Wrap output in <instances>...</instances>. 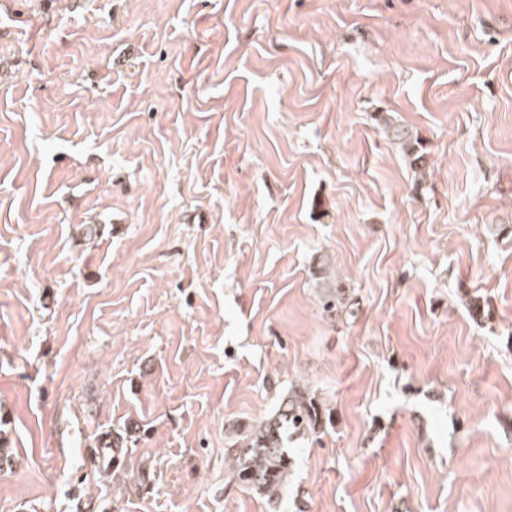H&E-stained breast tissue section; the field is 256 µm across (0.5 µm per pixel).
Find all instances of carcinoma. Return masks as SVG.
I'll return each mask as SVG.
<instances>
[{"mask_svg": "<svg viewBox=\"0 0 512 512\" xmlns=\"http://www.w3.org/2000/svg\"><path fill=\"white\" fill-rule=\"evenodd\" d=\"M379 121L384 132L391 135L408 156L411 165L419 170L426 169L420 140L400 125L382 117ZM347 305L340 282L325 288L322 302L325 311L338 312ZM322 417L323 411L309 396L305 385L289 387L269 417L242 434L233 431L228 448L233 460L231 479L242 489L258 495L275 512L292 478L293 458L286 442L317 432Z\"/></svg>", "mask_w": 512, "mask_h": 512, "instance_id": "obj_1", "label": "carcinoma"}]
</instances>
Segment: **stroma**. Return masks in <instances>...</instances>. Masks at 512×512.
I'll return each instance as SVG.
<instances>
[{
    "instance_id": "stroma-1",
    "label": "stroma",
    "mask_w": 512,
    "mask_h": 512,
    "mask_svg": "<svg viewBox=\"0 0 512 512\" xmlns=\"http://www.w3.org/2000/svg\"><path fill=\"white\" fill-rule=\"evenodd\" d=\"M500 224L512 0H0V512H267L297 382L278 512H512ZM379 121L381 126L384 127V132L386 134L390 133L391 138L397 141L395 143L408 156L411 165L419 170L426 169L420 140L417 137H413V135L401 125H394L390 119L389 122H387L383 116H380ZM306 389L298 383L289 387L269 417L243 434L234 430L228 442L231 479L258 495L273 512L292 478L293 458L285 446L288 438L298 440L316 433L322 424L323 411Z\"/></svg>"
}]
</instances>
